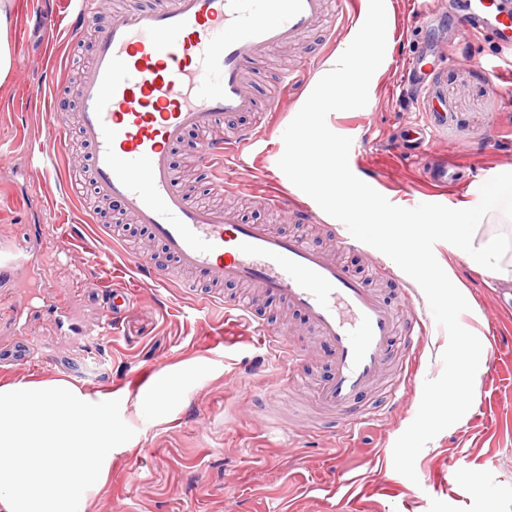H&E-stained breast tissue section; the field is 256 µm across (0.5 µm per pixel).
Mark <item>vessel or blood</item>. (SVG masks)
<instances>
[{
	"instance_id": "obj_1",
	"label": "vessel or blood",
	"mask_w": 512,
	"mask_h": 512,
	"mask_svg": "<svg viewBox=\"0 0 512 512\" xmlns=\"http://www.w3.org/2000/svg\"><path fill=\"white\" fill-rule=\"evenodd\" d=\"M75 35L91 30L94 53L78 83L79 132L92 150L94 189L144 225L182 270L198 283L232 282L280 298L302 312L332 347L334 370L317 396L340 415L387 367L416 347L426 313L404 300L399 317L378 290L367 287L344 263L301 237L274 232L267 224L244 222L238 211L200 207L175 177L172 155L187 131L207 132L222 120L264 109L280 111L282 97L259 100L247 81L252 65L267 51L295 45L313 30L332 34L353 25L351 0H170L161 8L112 11L99 21L89 0H77ZM467 26L512 35L495 0H464ZM448 122L434 113L430 125L405 131L403 152L426 160L424 175L445 189L460 178L447 158L432 155L434 133ZM256 126L235 139L200 145L204 162L235 159L241 146L261 138ZM264 201L292 223L313 224L306 202L273 192ZM31 243L0 245V279L20 278ZM124 270L156 285L169 284L166 268L140 253L124 257ZM241 316L254 326L272 355L288 364V346L250 307Z\"/></svg>"
}]
</instances>
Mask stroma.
Here are the masks:
<instances>
[{"instance_id": "obj_1", "label": "stroma", "mask_w": 512, "mask_h": 512, "mask_svg": "<svg viewBox=\"0 0 512 512\" xmlns=\"http://www.w3.org/2000/svg\"><path fill=\"white\" fill-rule=\"evenodd\" d=\"M16 2L13 33L26 44L0 87V240L35 236L39 244L20 281L0 280V313H24L16 328L0 327V363L8 362L15 336H35L39 356L50 363L44 380L67 381L94 399L120 400L122 418L135 435L114 449L108 480L88 512H512V283L471 270L447 243H436L434 255L467 292L470 309L461 325L481 339L496 336L501 347L497 356L482 354L470 409L420 452L413 481L395 471L393 447L417 414L425 379L442 372L448 337L438 325L430 326L416 350L411 382L394 394L381 383L359 400L358 410L374 412L375 419L349 438L342 435L345 420L321 410L314 396L331 373V347L302 314L276 299L259 296L255 303L274 326L288 330L294 362L287 378L244 323L194 309L180 287L187 275L175 266L169 287L142 289L120 327L101 335L102 284L124 287L113 276L123 253L143 252L160 265L167 258L142 227L98 201L92 188L91 149L79 136L77 107L64 91L92 59L91 34L50 39L28 13L62 10L63 0ZM422 2L385 0L389 38L369 101L361 109L331 113L327 124L351 138L354 175L368 176L370 186L393 204L474 205L484 182L512 172V100L487 76L488 64L512 60V42L465 29L461 0H445L438 14L417 27ZM355 35L343 28L325 43L313 36L305 48L268 51L253 78L259 98L280 94L279 77L296 61L319 70ZM410 51L425 59L426 84L418 90L403 83ZM27 87L41 91V99L26 98ZM300 101L297 95L286 100L267 124L264 141L244 147L225 168L230 192L219 198L211 193L210 168L197 157L203 135L187 134L174 166L195 169L200 179L185 184V191L219 206L235 203L246 220L291 232L286 214L264 208L261 200L271 184L289 185L278 161ZM431 112L448 115L434 148L455 150L464 179L448 192L409 198L405 191L415 184L419 165L403 156L399 136L425 123ZM62 122L66 136L45 163H33L15 148L19 136L44 138ZM382 257L369 246L344 261L368 285L384 284L387 300L401 306L400 291L411 279L402 273L381 281L370 263ZM59 290L71 300L62 322L37 303ZM70 325L97 336L99 353L88 354L69 338ZM162 388L173 395L156 413L150 396ZM458 462L482 476L483 493L472 494L454 480ZM338 471L350 478L349 486L337 487Z\"/></svg>"}]
</instances>
